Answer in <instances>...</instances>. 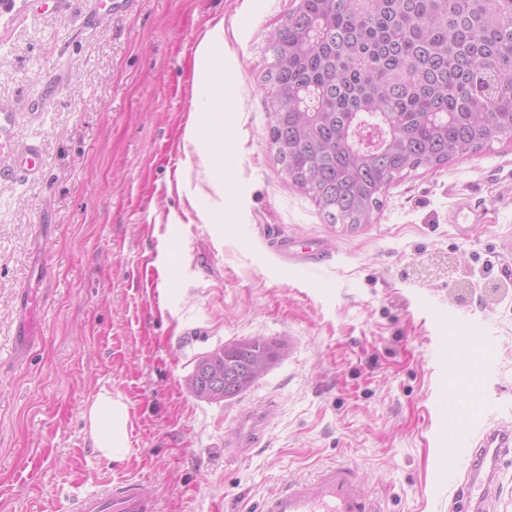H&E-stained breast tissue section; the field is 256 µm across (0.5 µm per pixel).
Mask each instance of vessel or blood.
I'll return each instance as SVG.
<instances>
[{"instance_id": "vessel-or-blood-1", "label": "vessel or blood", "mask_w": 512, "mask_h": 512, "mask_svg": "<svg viewBox=\"0 0 512 512\" xmlns=\"http://www.w3.org/2000/svg\"><path fill=\"white\" fill-rule=\"evenodd\" d=\"M85 23L98 26L104 15L127 10L133 0H90ZM40 170V150L28 144L10 167H0V177L20 175L31 182ZM234 433L239 445L256 444L262 435V419L257 415L242 418ZM452 453L467 456L469 465L454 476L455 496L452 512H487L502 494L501 475L512 460V429L478 418L469 419L452 440ZM77 512H160L156 496L145 492L142 483L126 479L102 490L86 493L78 501ZM260 512H383L372 499L352 465L332 463L303 477L283 481L261 501Z\"/></svg>"}]
</instances>
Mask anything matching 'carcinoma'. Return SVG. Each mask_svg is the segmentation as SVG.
Segmentation results:
<instances>
[{"mask_svg": "<svg viewBox=\"0 0 512 512\" xmlns=\"http://www.w3.org/2000/svg\"><path fill=\"white\" fill-rule=\"evenodd\" d=\"M272 142L332 224H366L408 169L512 140V0H299L267 45ZM385 132L362 151L360 125ZM284 346L249 339L201 357L187 384L220 401Z\"/></svg>", "mask_w": 512, "mask_h": 512, "instance_id": "carcinoma-1", "label": "carcinoma"}]
</instances>
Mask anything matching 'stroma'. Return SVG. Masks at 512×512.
<instances>
[{"label": "stroma", "instance_id": "stroma-1", "mask_svg": "<svg viewBox=\"0 0 512 512\" xmlns=\"http://www.w3.org/2000/svg\"><path fill=\"white\" fill-rule=\"evenodd\" d=\"M299 0H134L83 24V0H16L0 15V104L12 150L42 177L0 178V512H74L134 478L161 512H258L281 481L356 467L384 512H448L449 457L469 417L512 423V141L409 171L370 223H326L270 141V33ZM224 27L226 164L190 139L197 50ZM56 81L42 117L28 105ZM500 173L501 182L491 179ZM487 215L469 237L462 198ZM223 222H213V214ZM321 247L310 266L284 257ZM40 310L19 352L22 292ZM474 336L496 365L457 342ZM263 338L287 346L246 391L196 397V361ZM129 407L128 458L93 448L101 390ZM262 416L252 448L230 436ZM40 165L39 147L35 143H30L23 153L13 158L7 168L0 167V177L13 176L25 183L33 182L39 175ZM15 168H19L21 174L16 173Z\"/></svg>", "mask_w": 512, "mask_h": 512}]
</instances>
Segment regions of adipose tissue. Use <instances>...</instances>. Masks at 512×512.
Returning <instances> with one entry per match:
<instances>
[{"label": "adipose tissue", "instance_id": "1", "mask_svg": "<svg viewBox=\"0 0 512 512\" xmlns=\"http://www.w3.org/2000/svg\"><path fill=\"white\" fill-rule=\"evenodd\" d=\"M224 53L221 29L211 31L199 49L201 59L210 63L208 78L201 87L204 124L221 117L224 110V82L219 60ZM92 445L98 454L114 462L123 461L128 448V406L111 391H100L85 413Z\"/></svg>", "mask_w": 512, "mask_h": 512}]
</instances>
